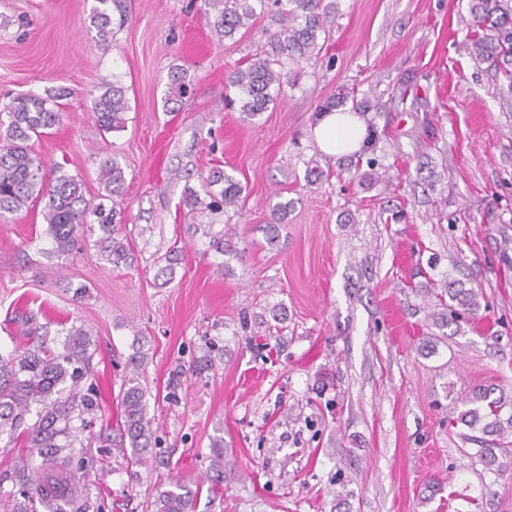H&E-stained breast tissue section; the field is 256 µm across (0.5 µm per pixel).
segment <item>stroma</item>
<instances>
[{"label": "stroma", "instance_id": "stroma-1", "mask_svg": "<svg viewBox=\"0 0 512 512\" xmlns=\"http://www.w3.org/2000/svg\"><path fill=\"white\" fill-rule=\"evenodd\" d=\"M94 5L0 0V104L68 91L34 155L92 200L101 160L125 172L130 266L103 260L89 234L49 256L42 203L0 220V355L23 343L13 312L24 306L50 334L89 330L108 424L129 357L146 355L158 444L132 466L94 449L81 470L89 512H147L155 489L177 483L198 488L193 512H512V475L468 457L452 422L472 388L512 387V99L494 65L470 57L467 0H342L331 65L304 67L252 120L226 107L225 77L265 45L271 17L223 41L202 0H117L110 14L127 20L103 38ZM174 68L193 85L177 103ZM408 77L414 109L378 120L389 183L364 189L345 171L307 185L316 106L341 85L386 99ZM111 83L128 110L125 129L107 133L90 104ZM216 166L244 187L243 210L189 213L186 190ZM276 194L292 206L271 245ZM191 224L210 232L188 234ZM213 234L230 255L209 249ZM173 247L180 263L158 286ZM447 280L482 289L481 319L433 325L430 290Z\"/></svg>", "mask_w": 512, "mask_h": 512}]
</instances>
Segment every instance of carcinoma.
<instances>
[{
    "instance_id": "carcinoma-1",
    "label": "carcinoma",
    "mask_w": 512,
    "mask_h": 512,
    "mask_svg": "<svg viewBox=\"0 0 512 512\" xmlns=\"http://www.w3.org/2000/svg\"><path fill=\"white\" fill-rule=\"evenodd\" d=\"M96 0L92 20L99 32L109 33L111 16L108 3ZM203 10L209 27L224 40H232L240 30H249L264 14L275 17L279 28L270 33L266 46L250 55L245 65L226 77L227 86L236 105L246 117H256L277 100L273 91L295 85L301 63L323 61L324 41L339 14V0H204ZM468 9L479 33L471 39L470 54L476 63L492 60L498 63L508 93L512 94V0H468ZM170 90L181 98L187 92L186 76L180 70L170 72ZM65 96L60 89L45 97L27 94L13 98L0 109V217L13 213L33 201L44 203L46 234L50 239L51 256L69 254L77 238L87 232L97 233L100 256L118 268L128 265L130 249L120 238L122 227L116 224L118 198L123 195L124 170L114 158L100 167V181L112 208L87 199L80 180L57 165L50 175L42 172V164L31 155L30 141L46 133L60 120L53 104ZM352 102V108L367 123L366 148L375 150L378 139L374 115L382 108L369 99H357L355 92L344 89L330 95L319 111L326 112ZM128 103L123 87L114 83L91 103L93 117L105 132L125 128ZM205 196L196 192L185 194L184 202L191 212H239L245 204L244 188L233 176L214 167L204 179ZM218 186L214 193L210 188ZM179 255L171 250L165 265L158 268L156 278L163 284L173 280L174 265ZM442 311L433 317V324L446 328L463 316L475 317L481 309L483 293L466 288L444 287L436 294ZM28 326L25 345L9 357L0 356V442L6 448L17 443L41 459L35 475L24 480L21 500L0 504V512H34L29 505L38 502L47 512H61L60 501L79 503L75 512H88L83 501L85 485L72 469L74 461L92 460V443L81 436L101 412L92 397V388H84L92 352L89 332L73 325L66 330L62 350L50 347L47 335L40 333L37 316L31 311L21 313ZM144 362L141 352L131 356L133 376L125 380L120 395V418L115 435L103 441L115 448L130 463L138 465L156 445L155 419L148 416L146 390L139 382L138 370ZM470 408L460 412L457 420L471 428L481 427L484 438L473 456L500 476L512 472V454L505 448L512 435V395L496 392L487 386L467 400ZM159 490L148 504L151 512H191L192 500L187 493Z\"/></svg>"
}]
</instances>
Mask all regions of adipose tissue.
<instances>
[{"label":"adipose tissue","instance_id":"ef3b65f1","mask_svg":"<svg viewBox=\"0 0 512 512\" xmlns=\"http://www.w3.org/2000/svg\"><path fill=\"white\" fill-rule=\"evenodd\" d=\"M366 134L363 119L347 109L322 114L310 129L311 139L329 156H345L358 151Z\"/></svg>","mask_w":512,"mask_h":512}]
</instances>
